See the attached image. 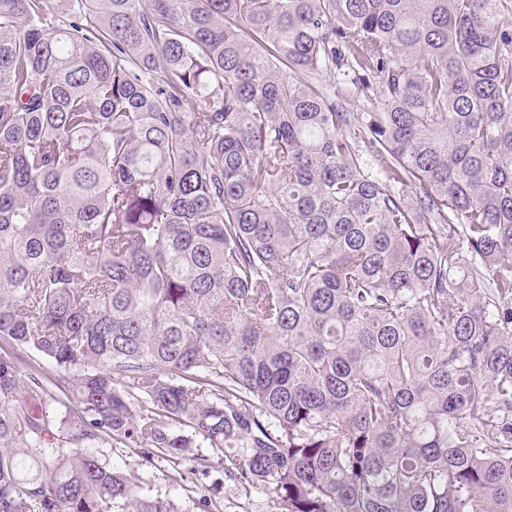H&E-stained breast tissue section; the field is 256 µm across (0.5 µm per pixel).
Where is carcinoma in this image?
Listing matches in <instances>:
<instances>
[{
    "label": "carcinoma",
    "instance_id": "1",
    "mask_svg": "<svg viewBox=\"0 0 512 512\" xmlns=\"http://www.w3.org/2000/svg\"><path fill=\"white\" fill-rule=\"evenodd\" d=\"M64 2L0 0V512H179L95 444L512 512V0ZM366 94L368 97L365 96V93L357 94L355 89H351L350 86H342V89L339 88V94L336 91V100L342 105L345 112H370L376 105H380L378 85L374 84L370 90L366 91Z\"/></svg>",
    "mask_w": 512,
    "mask_h": 512
}]
</instances>
